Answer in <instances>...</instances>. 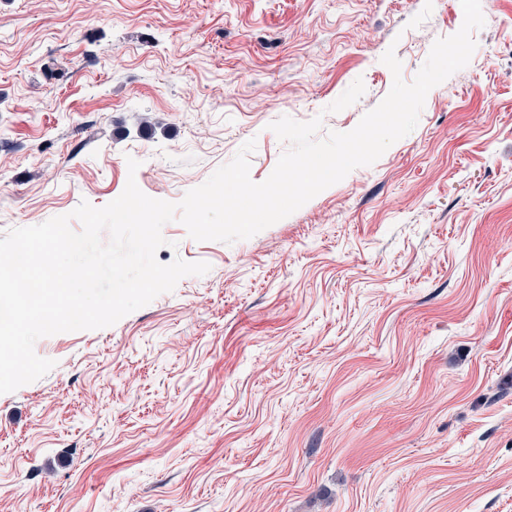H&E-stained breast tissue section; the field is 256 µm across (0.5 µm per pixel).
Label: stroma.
Returning a JSON list of instances; mask_svg holds the SVG:
<instances>
[{
	"label": "stroma",
	"mask_w": 512,
	"mask_h": 512,
	"mask_svg": "<svg viewBox=\"0 0 512 512\" xmlns=\"http://www.w3.org/2000/svg\"><path fill=\"white\" fill-rule=\"evenodd\" d=\"M416 128L0 394V512H512V0ZM460 0H0V237L348 132ZM364 95L328 107L356 80ZM140 166L129 174L128 159Z\"/></svg>",
	"instance_id": "obj_1"
}]
</instances>
